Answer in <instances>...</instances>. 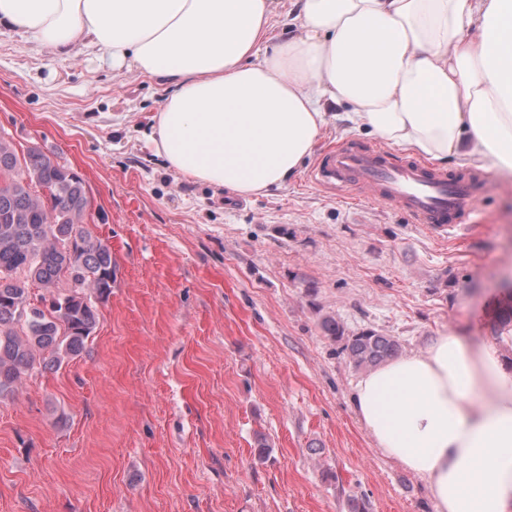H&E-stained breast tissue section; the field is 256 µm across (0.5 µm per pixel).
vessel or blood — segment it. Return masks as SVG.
Returning a JSON list of instances; mask_svg holds the SVG:
<instances>
[{
	"mask_svg": "<svg viewBox=\"0 0 512 512\" xmlns=\"http://www.w3.org/2000/svg\"><path fill=\"white\" fill-rule=\"evenodd\" d=\"M312 177L330 189H357L374 201L395 204L415 223L438 231L462 226L486 187L475 173L451 174L415 158L394 160L381 147L345 144L326 149Z\"/></svg>",
	"mask_w": 512,
	"mask_h": 512,
	"instance_id": "obj_1",
	"label": "vessel or blood"
}]
</instances>
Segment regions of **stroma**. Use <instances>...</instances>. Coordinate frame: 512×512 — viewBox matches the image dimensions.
I'll return each mask as SVG.
<instances>
[{
  "instance_id": "1",
  "label": "stroma",
  "mask_w": 512,
  "mask_h": 512,
  "mask_svg": "<svg viewBox=\"0 0 512 512\" xmlns=\"http://www.w3.org/2000/svg\"><path fill=\"white\" fill-rule=\"evenodd\" d=\"M166 86L0 28V130L85 180L116 279L84 354L0 400V512H433L426 479L355 417L360 375L320 319L494 342L512 288V181L434 233L355 189L238 197L165 167ZM270 450L259 458L257 434Z\"/></svg>"
}]
</instances>
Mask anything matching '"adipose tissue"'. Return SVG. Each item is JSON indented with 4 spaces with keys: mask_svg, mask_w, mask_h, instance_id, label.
I'll return each mask as SVG.
<instances>
[{
    "mask_svg": "<svg viewBox=\"0 0 512 512\" xmlns=\"http://www.w3.org/2000/svg\"><path fill=\"white\" fill-rule=\"evenodd\" d=\"M0 0V26L58 54L163 78L152 135L183 176L249 197L309 158L327 105L390 146L512 175V0ZM356 418L426 479L435 512H512V365L499 344L436 337L361 374ZM296 1L294 0H279L278 1V9L271 21V31L270 35L273 38V41H277L280 38H285L294 32L293 26H288V20L294 15L297 7L294 5ZM288 12L289 15L288 19Z\"/></svg>",
    "mask_w": 512,
    "mask_h": 512,
    "instance_id": "adipose-tissue-1",
    "label": "adipose tissue"
}]
</instances>
